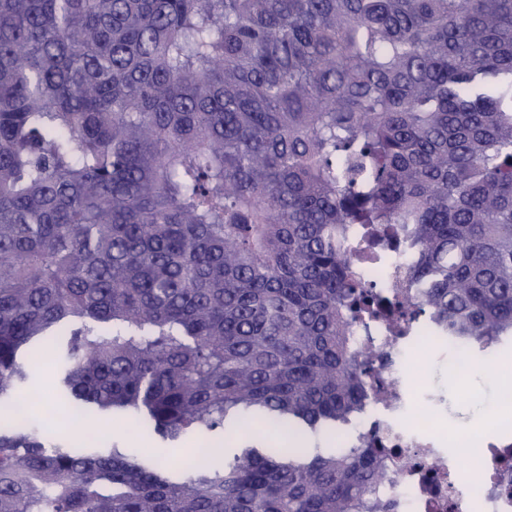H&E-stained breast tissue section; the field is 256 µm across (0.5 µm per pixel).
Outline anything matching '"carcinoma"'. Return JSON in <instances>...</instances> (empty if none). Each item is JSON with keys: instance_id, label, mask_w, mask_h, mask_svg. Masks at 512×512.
I'll return each instance as SVG.
<instances>
[{"instance_id": "cac0c4a2", "label": "carcinoma", "mask_w": 512, "mask_h": 512, "mask_svg": "<svg viewBox=\"0 0 512 512\" xmlns=\"http://www.w3.org/2000/svg\"><path fill=\"white\" fill-rule=\"evenodd\" d=\"M386 290L512 340V0H0V406L53 348L92 424L0 420V512H369L384 449L305 442L391 399ZM98 444L111 447L117 443L123 448H138L142 456H157L165 454L168 457H188L198 448L197 437L187 436L172 443H164L156 437H139L136 440L124 435L121 424L103 416L98 424Z\"/></svg>"}]
</instances>
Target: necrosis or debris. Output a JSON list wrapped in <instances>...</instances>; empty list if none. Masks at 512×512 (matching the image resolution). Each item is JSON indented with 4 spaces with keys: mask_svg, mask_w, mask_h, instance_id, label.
<instances>
[{
    "mask_svg": "<svg viewBox=\"0 0 512 512\" xmlns=\"http://www.w3.org/2000/svg\"><path fill=\"white\" fill-rule=\"evenodd\" d=\"M366 342L374 349L371 382L396 394L390 404L371 403L359 432L386 450L374 496L392 503L393 512H512V442L490 434L480 466L458 455L436 465L439 423L405 396L409 375L429 361L427 351L378 330Z\"/></svg>",
    "mask_w": 512,
    "mask_h": 512,
    "instance_id": "necrosis-or-debris-1",
    "label": "necrosis or debris"
}]
</instances>
